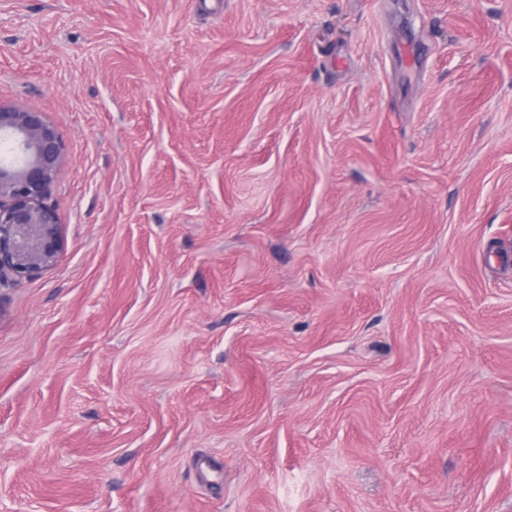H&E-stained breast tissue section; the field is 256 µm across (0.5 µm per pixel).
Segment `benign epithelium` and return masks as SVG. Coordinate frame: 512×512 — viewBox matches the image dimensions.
Here are the masks:
<instances>
[{"label": "benign epithelium", "mask_w": 512, "mask_h": 512, "mask_svg": "<svg viewBox=\"0 0 512 512\" xmlns=\"http://www.w3.org/2000/svg\"><path fill=\"white\" fill-rule=\"evenodd\" d=\"M0 284L40 275L63 250L55 209L45 202L64 144L41 112L0 105Z\"/></svg>", "instance_id": "1"}]
</instances>
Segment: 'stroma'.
I'll return each mask as SVG.
<instances>
[{"mask_svg":"<svg viewBox=\"0 0 512 512\" xmlns=\"http://www.w3.org/2000/svg\"><path fill=\"white\" fill-rule=\"evenodd\" d=\"M0 104V512H512V0H0ZM0 284L40 275L63 250L55 209L45 202L64 144L41 112L0 105Z\"/></svg>","mask_w":512,"mask_h":512,"instance_id":"obj_1","label":"stroma"}]
</instances>
